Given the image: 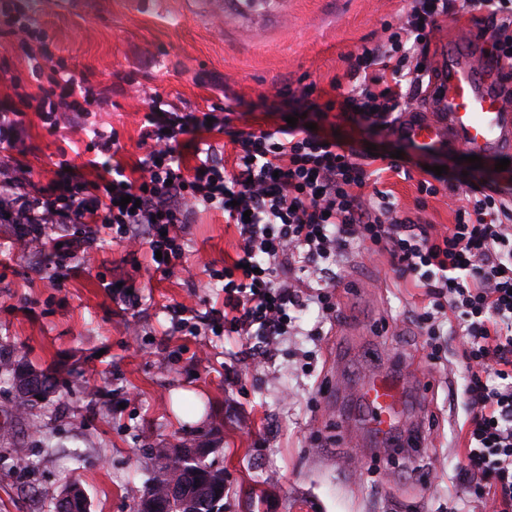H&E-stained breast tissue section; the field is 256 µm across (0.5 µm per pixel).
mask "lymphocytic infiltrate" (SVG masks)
Wrapping results in <instances>:
<instances>
[{
	"label": "lymphocytic infiltrate",
	"instance_id": "lymphocytic-infiltrate-1",
	"mask_svg": "<svg viewBox=\"0 0 512 512\" xmlns=\"http://www.w3.org/2000/svg\"><path fill=\"white\" fill-rule=\"evenodd\" d=\"M463 13L475 14L478 32L488 36L487 53L512 102V0H410L404 15L382 23L381 39L349 53L340 102L346 116L391 128L399 113L418 107L437 22ZM6 25L39 50L31 65L36 93L0 100V223L14 224L18 242L40 236L46 224H98L144 240L162 254L156 268L166 270L182 255L195 209L219 210L237 227L241 250L224 267V329L270 344L288 335L294 313L309 305L335 320L332 292L310 280L320 264L355 242L388 256L398 277L422 291L417 321L427 335L462 341L467 444L455 475L462 494L512 512V203L480 183L462 190L422 179L414 212L403 211L392 191L376 187L383 173L407 175L402 161L377 163L365 149L308 129L307 115L292 126L235 135V157L226 162L200 138L208 129L223 132V119L181 112L158 94L141 132L149 149L133 167L118 157L117 134L97 129L85 146L92 176L61 161L47 184H35L19 159L24 112L35 110L49 134L76 133L96 93L55 61L47 32L28 15L8 17ZM186 135L195 145L191 167ZM370 184L368 197L363 189ZM460 191L465 202L450 227L423 220L428 198ZM124 195L138 200L136 210L120 206Z\"/></svg>",
	"mask_w": 512,
	"mask_h": 512
}]
</instances>
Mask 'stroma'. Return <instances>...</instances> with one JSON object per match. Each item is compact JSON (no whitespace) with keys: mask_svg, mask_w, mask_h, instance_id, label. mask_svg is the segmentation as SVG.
I'll use <instances>...</instances> for the list:
<instances>
[{"mask_svg":"<svg viewBox=\"0 0 512 512\" xmlns=\"http://www.w3.org/2000/svg\"><path fill=\"white\" fill-rule=\"evenodd\" d=\"M406 0H273L249 11L229 0H0V18L22 12L51 37L55 57L77 79L103 93L89 127L117 133L121 158L135 163L150 94L185 110H226V133L209 141L233 158L230 135L282 124L288 92L312 86L324 106L322 135L354 147L401 152L410 179L385 174L403 210H413L427 167L445 166L458 185L481 182L512 200V165L481 168L465 148L421 150L394 130L347 120L335 99L346 56ZM26 50L0 37V98L28 79ZM25 161L35 180L52 178L67 159L84 166L87 152L60 154L36 112H26ZM171 269L153 268L145 246L104 229L71 271L56 270L41 241L23 247L0 223V360L25 359L59 370V387L36 418L13 410L16 391L0 372V512H53L68 483L84 489L91 512H134L152 473L150 451L188 438L212 448L229 494L224 512H493L492 501L462 504L452 478L464 448L462 389L466 370L458 339H443L445 357L430 362L417 323L419 289L399 279L387 257L355 243L324 278L335 280L336 321L324 328L309 305L293 335L267 350L256 336L213 327L224 307L226 263L239 233L222 212L199 210ZM123 283L131 306L112 293ZM186 306L197 327L177 331L173 310ZM398 371L418 385L409 405L423 431L419 448L373 451L367 436L350 437L347 421L357 387L373 370ZM25 449L26 469L12 465Z\"/></svg>","mask_w":512,"mask_h":512,"instance_id":"stroma-1","label":"stroma"}]
</instances>
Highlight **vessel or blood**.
<instances>
[{"mask_svg": "<svg viewBox=\"0 0 512 512\" xmlns=\"http://www.w3.org/2000/svg\"><path fill=\"white\" fill-rule=\"evenodd\" d=\"M483 44L477 35L439 45V78L426 99V116L399 126L401 135L423 150L461 141L478 154H512V105L493 79L496 65L484 57ZM406 394L403 379L389 372L371 373L360 390L364 424L384 437L400 435L409 447L419 445L420 437L405 427Z\"/></svg>", "mask_w": 512, "mask_h": 512, "instance_id": "1", "label": "vessel or blood"}]
</instances>
